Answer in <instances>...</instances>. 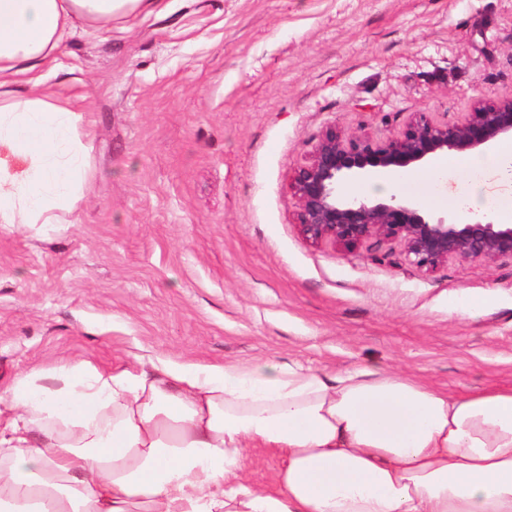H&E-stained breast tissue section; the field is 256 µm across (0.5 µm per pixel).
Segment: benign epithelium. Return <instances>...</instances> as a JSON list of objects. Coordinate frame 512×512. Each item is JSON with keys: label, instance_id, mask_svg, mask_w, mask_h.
<instances>
[{"label": "benign epithelium", "instance_id": "1", "mask_svg": "<svg viewBox=\"0 0 512 512\" xmlns=\"http://www.w3.org/2000/svg\"><path fill=\"white\" fill-rule=\"evenodd\" d=\"M512 139V97L479 100L461 122L437 123L421 112L400 132L383 140L344 134L334 127L319 135L309 159L291 176L302 236L319 245L346 250H378L397 242L406 258L435 268L450 259L512 260V224L487 217L470 224L434 219L408 199L369 201L339 194L344 178H362L374 170L395 172L444 153L470 154Z\"/></svg>", "mask_w": 512, "mask_h": 512}]
</instances>
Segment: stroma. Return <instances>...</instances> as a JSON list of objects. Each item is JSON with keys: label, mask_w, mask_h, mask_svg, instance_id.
I'll return each mask as SVG.
<instances>
[{"label": "stroma", "mask_w": 512, "mask_h": 512, "mask_svg": "<svg viewBox=\"0 0 512 512\" xmlns=\"http://www.w3.org/2000/svg\"><path fill=\"white\" fill-rule=\"evenodd\" d=\"M165 3L19 85L81 112L92 188L59 223H0V392L160 359L512 387L511 260L314 245L290 188L326 127L383 139L511 97L512 0Z\"/></svg>", "instance_id": "stroma-1"}]
</instances>
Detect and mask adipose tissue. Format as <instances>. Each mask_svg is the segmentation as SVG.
<instances>
[{
  "mask_svg": "<svg viewBox=\"0 0 512 512\" xmlns=\"http://www.w3.org/2000/svg\"><path fill=\"white\" fill-rule=\"evenodd\" d=\"M163 0H0V223L52 224L88 185L82 116L13 83L75 24L164 12ZM477 170L469 207L512 195V143ZM278 461L261 487L247 451ZM0 512H512V388L463 395L402 372L164 363L33 370L0 396Z\"/></svg>",
  "mask_w": 512,
  "mask_h": 512,
  "instance_id": "obj_1",
  "label": "adipose tissue"
}]
</instances>
